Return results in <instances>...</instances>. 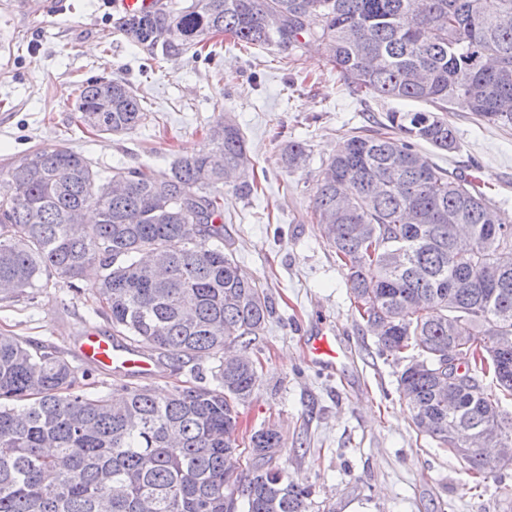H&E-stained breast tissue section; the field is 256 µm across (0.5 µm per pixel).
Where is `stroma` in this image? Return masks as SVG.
Segmentation results:
<instances>
[{"label":"stroma","mask_w":512,"mask_h":512,"mask_svg":"<svg viewBox=\"0 0 512 512\" xmlns=\"http://www.w3.org/2000/svg\"><path fill=\"white\" fill-rule=\"evenodd\" d=\"M110 0H0V170L37 147H73L93 165L167 167L209 149L203 128L232 119L260 175L257 193L224 186V238L242 273L260 283L273 313L246 354L259 380L241 405L239 447L275 426L285 445L276 460L312 489V512H512V467H497L476 487L462 463L419 434L397 393L402 363L382 356L350 304V289L318 224L309 219L319 175L344 133L399 109L392 99L359 100L326 49L302 39L291 53L242 51L224 43L210 59L185 54L142 71L149 54L115 27ZM120 79L142 96L146 118L132 133L97 136L74 122L75 84ZM458 147L427 148L439 166L480 173L493 209L512 216V130L448 115ZM309 158L282 168L284 140ZM35 299L0 302V331L52 345L73 365L89 331L111 335L89 313L95 275ZM321 329L345 353L335 370L312 364L304 338Z\"/></svg>","instance_id":"obj_1"}]
</instances>
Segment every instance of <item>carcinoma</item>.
<instances>
[{"mask_svg": "<svg viewBox=\"0 0 512 512\" xmlns=\"http://www.w3.org/2000/svg\"><path fill=\"white\" fill-rule=\"evenodd\" d=\"M157 0L117 29L150 54L177 58L227 34L286 52L311 36L357 95L425 101L390 111L339 144L312 216L346 270L354 303L399 361L397 392L416 429L477 476L512 448V225L496 219L477 177L443 169L419 146L457 149L459 107L512 127V0ZM78 126L134 132L141 99L121 80L82 82ZM212 149L168 168L95 167L66 145L36 148L0 171V302L71 289L97 273L95 315L112 335L158 354L177 375L211 358L217 385L165 396L125 386L87 391L92 369L52 347L0 332V512H309L311 489L272 465L284 447L255 431L245 468L239 406L258 369L224 350L263 330L272 306L224 251L223 187L249 195L240 128L209 131ZM307 145L280 161L297 167Z\"/></svg>", "mask_w": 512, "mask_h": 512, "instance_id": "1", "label": "carcinoma"}]
</instances>
